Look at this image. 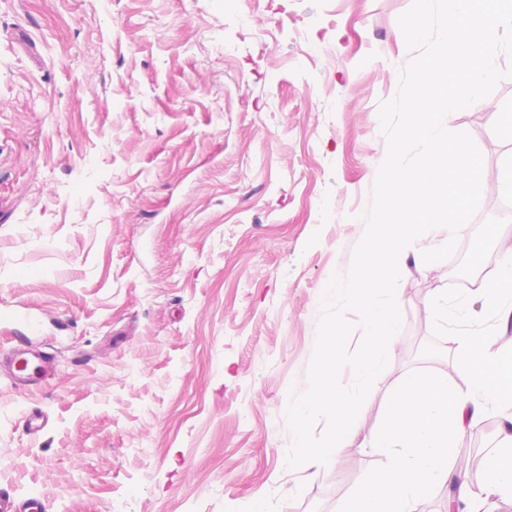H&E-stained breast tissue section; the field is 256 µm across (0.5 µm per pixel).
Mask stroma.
<instances>
[{
    "instance_id": "obj_1",
    "label": "stroma",
    "mask_w": 512,
    "mask_h": 512,
    "mask_svg": "<svg viewBox=\"0 0 512 512\" xmlns=\"http://www.w3.org/2000/svg\"><path fill=\"white\" fill-rule=\"evenodd\" d=\"M412 0H0V311L42 320L54 374L0 370V487L50 512H347L386 462L398 380L455 381L460 336L512 354L479 297L512 252V78L448 116L484 158L448 260L401 276L402 325L354 432L286 465L320 297L386 155L379 104ZM45 426H23L30 408ZM459 437L472 479L501 439Z\"/></svg>"
}]
</instances>
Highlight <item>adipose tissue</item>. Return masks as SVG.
<instances>
[{
    "label": "adipose tissue",
    "mask_w": 512,
    "mask_h": 512,
    "mask_svg": "<svg viewBox=\"0 0 512 512\" xmlns=\"http://www.w3.org/2000/svg\"><path fill=\"white\" fill-rule=\"evenodd\" d=\"M480 294L502 322L512 321V258ZM458 363L456 383L426 374L397 383L372 437L373 447L386 452L387 462L363 484L352 512H419L420 503L440 483L454 485L457 499L479 512L472 480L451 465L450 455L454 438L488 410L502 416L504 427L483 485L512 501V360L490 358L483 337L464 336Z\"/></svg>",
    "instance_id": "obj_1"
}]
</instances>
